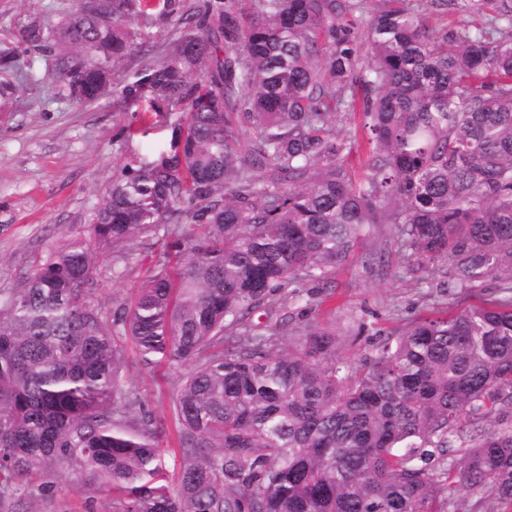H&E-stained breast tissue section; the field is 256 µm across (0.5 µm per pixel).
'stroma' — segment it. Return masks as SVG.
<instances>
[{"instance_id":"obj_1","label":"stroma","mask_w":512,"mask_h":512,"mask_svg":"<svg viewBox=\"0 0 512 512\" xmlns=\"http://www.w3.org/2000/svg\"><path fill=\"white\" fill-rule=\"evenodd\" d=\"M84 0H0V55L15 67L0 70V300L7 299L54 250L88 234L102 197L131 161L166 146L181 111H153L148 99L130 104L107 96L92 103L70 97L58 74L57 52L28 38L30 26L55 33ZM179 30L175 18L148 11L135 21L130 54L116 69L121 82L162 56ZM392 225L370 229L363 252L371 264L352 258L336 269V292L321 308L288 300L289 327L315 323L336 333V355L357 364L377 336L401 331L412 319L479 305L495 295L441 292L443 261L417 274L404 271ZM160 247L144 237L105 247L93 277V300L104 312L130 303L155 270ZM124 389L136 391L163 423H171L177 387L166 367L145 368L131 339L121 342ZM116 491L61 484L51 496L24 498L23 512H112Z\"/></svg>"}]
</instances>
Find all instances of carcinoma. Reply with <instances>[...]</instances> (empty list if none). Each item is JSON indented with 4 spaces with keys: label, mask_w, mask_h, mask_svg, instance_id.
Segmentation results:
<instances>
[{
    "label": "carcinoma",
    "mask_w": 512,
    "mask_h": 512,
    "mask_svg": "<svg viewBox=\"0 0 512 512\" xmlns=\"http://www.w3.org/2000/svg\"><path fill=\"white\" fill-rule=\"evenodd\" d=\"M136 2L76 12L54 42L84 57L59 53V72L79 101L146 97L185 123L125 166L89 240L0 304V512L54 492L63 470L119 491L114 512H448L486 489L485 512L511 505L512 0H427L450 16L492 6L441 38L421 13L383 9L366 65L343 22L362 0H164L179 34L121 85ZM355 108L370 131L362 179L334 129ZM375 224L394 225L407 273L442 259L455 294L492 283L496 297L412 321L359 366L313 323L241 335L290 298L328 300ZM144 236L161 243L157 269L106 316L89 288L97 249ZM126 334L142 365L178 374L173 491L155 485L162 424L119 388ZM34 470L45 480L30 491Z\"/></svg>",
    "instance_id": "obj_1"
}]
</instances>
